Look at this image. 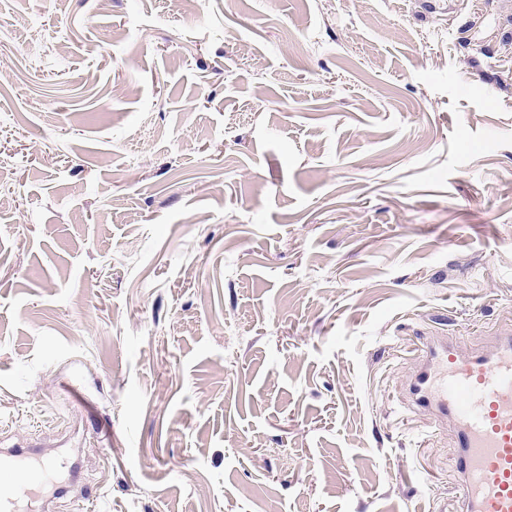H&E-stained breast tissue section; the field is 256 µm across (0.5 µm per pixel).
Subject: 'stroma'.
<instances>
[{"label":"stroma","mask_w":512,"mask_h":512,"mask_svg":"<svg viewBox=\"0 0 512 512\" xmlns=\"http://www.w3.org/2000/svg\"><path fill=\"white\" fill-rule=\"evenodd\" d=\"M503 327L512 0H0V447L79 452L49 512H457L405 384Z\"/></svg>","instance_id":"1"}]
</instances>
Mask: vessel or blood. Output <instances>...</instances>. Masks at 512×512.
Returning <instances> with one entry per match:
<instances>
[{
	"label": "vessel or blood",
	"mask_w": 512,
	"mask_h": 512,
	"mask_svg": "<svg viewBox=\"0 0 512 512\" xmlns=\"http://www.w3.org/2000/svg\"><path fill=\"white\" fill-rule=\"evenodd\" d=\"M419 362L408 395L454 428L460 512H512V329L467 356L446 337L427 338ZM57 469V458L42 449L1 450L0 512H27L26 501Z\"/></svg>",
	"instance_id": "b4317fda"
}]
</instances>
